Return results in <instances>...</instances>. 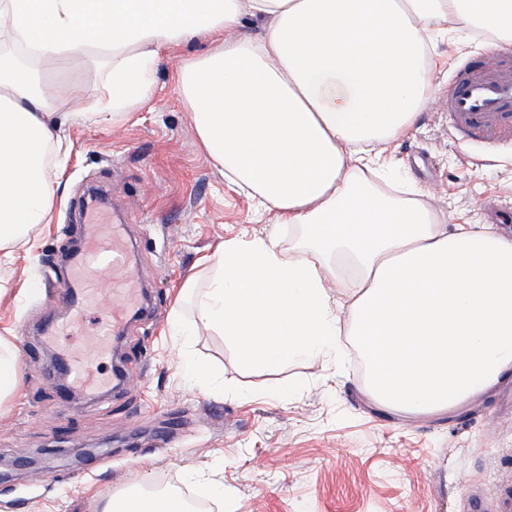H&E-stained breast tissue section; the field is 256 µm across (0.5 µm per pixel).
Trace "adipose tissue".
Listing matches in <instances>:
<instances>
[{"mask_svg":"<svg viewBox=\"0 0 512 512\" xmlns=\"http://www.w3.org/2000/svg\"><path fill=\"white\" fill-rule=\"evenodd\" d=\"M261 32L245 35L246 21ZM512 47V0H0V44L42 63L97 51L111 90L89 117L119 120L155 89L161 50L200 41L181 92L207 156L258 213L296 228L222 242L196 279L192 322L243 363L281 367L339 353L341 322L383 406L457 409L512 374V236L441 224L418 196L378 188L387 145L417 120L448 22ZM51 79L0 58V263L47 223L45 158L66 121ZM349 301L347 319L333 305Z\"/></svg>","mask_w":512,"mask_h":512,"instance_id":"obj_1","label":"adipose tissue"}]
</instances>
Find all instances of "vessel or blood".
<instances>
[{
    "label": "vessel or blood",
    "instance_id": "obj_1",
    "mask_svg": "<svg viewBox=\"0 0 512 512\" xmlns=\"http://www.w3.org/2000/svg\"><path fill=\"white\" fill-rule=\"evenodd\" d=\"M448 126L459 139L481 137L486 145L500 146L504 125L512 123V66L487 69L469 65L459 70L448 93ZM112 295L109 326L95 341L77 348L81 387H93L97 374L91 363L103 353L112 336L124 329L129 317L142 311L141 281L128 258L124 225L111 224L97 212L88 226L77 263L60 295L75 310H83L89 295Z\"/></svg>",
    "mask_w": 512,
    "mask_h": 512
}]
</instances>
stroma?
<instances>
[{
  "label": "stroma",
  "mask_w": 512,
  "mask_h": 512,
  "mask_svg": "<svg viewBox=\"0 0 512 512\" xmlns=\"http://www.w3.org/2000/svg\"><path fill=\"white\" fill-rule=\"evenodd\" d=\"M205 49L193 41L162 51L153 95L119 125L65 123L70 149L56 168L50 221L0 267V335L16 346L20 371L0 403V461L25 453L43 467L0 482V512H101L157 480L192 491L199 478L223 484L222 512H468L477 497L488 512L512 504V378L456 411L408 418L371 397L346 335L341 359L266 370L244 365L224 337L203 330L193 351L213 366L215 389L180 371L173 321L195 315L184 283L202 275L200 260L218 242L273 230L251 223L250 198L225 185L190 123L179 72ZM476 59L508 66L512 50L472 27L440 34L434 105L422 107L387 158L409 170L443 223L511 230L512 144L465 143L448 128V84ZM51 74L79 82L85 104L110 95L96 55ZM93 185L137 241L153 315L98 358V386L74 401L51 367L59 352L98 335L112 299L75 317L52 290L72 267L65 254L83 239ZM288 381L296 395L269 397Z\"/></svg>",
  "instance_id": "obj_1"
}]
</instances>
